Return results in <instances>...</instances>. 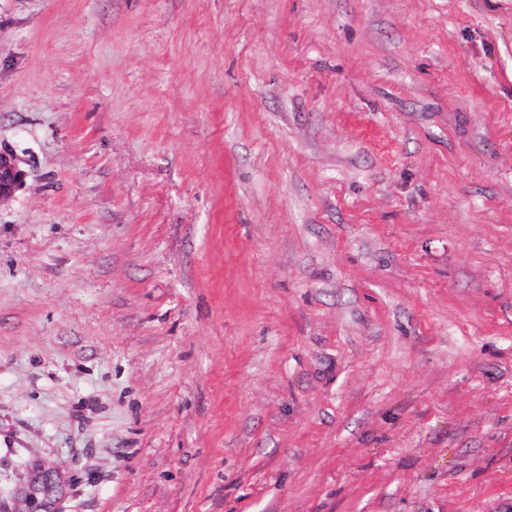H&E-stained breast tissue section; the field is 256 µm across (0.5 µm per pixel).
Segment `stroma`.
I'll return each mask as SVG.
<instances>
[{"instance_id":"obj_1","label":"stroma","mask_w":512,"mask_h":512,"mask_svg":"<svg viewBox=\"0 0 512 512\" xmlns=\"http://www.w3.org/2000/svg\"><path fill=\"white\" fill-rule=\"evenodd\" d=\"M0 512H512V0H0ZM22 159L9 149H0V198L11 195L22 183Z\"/></svg>"}]
</instances>
